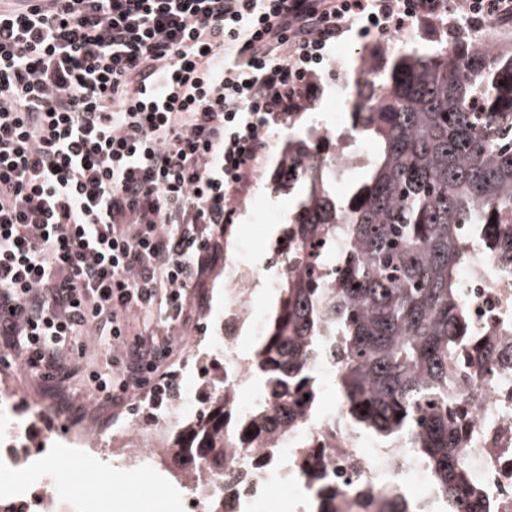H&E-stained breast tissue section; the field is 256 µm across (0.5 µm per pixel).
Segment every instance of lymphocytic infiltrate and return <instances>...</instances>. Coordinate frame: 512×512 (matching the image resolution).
Masks as SVG:
<instances>
[{
    "label": "lymphocytic infiltrate",
    "instance_id": "1",
    "mask_svg": "<svg viewBox=\"0 0 512 512\" xmlns=\"http://www.w3.org/2000/svg\"><path fill=\"white\" fill-rule=\"evenodd\" d=\"M446 0H6L0 6V336L22 364L97 324L123 406L167 377L147 318L189 324L218 229L272 127L352 23L397 33Z\"/></svg>",
    "mask_w": 512,
    "mask_h": 512
}]
</instances>
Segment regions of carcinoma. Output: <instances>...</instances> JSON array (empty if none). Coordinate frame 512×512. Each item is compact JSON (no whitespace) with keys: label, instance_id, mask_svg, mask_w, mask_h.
<instances>
[{"label":"carcinoma","instance_id":"cac0c4a2","mask_svg":"<svg viewBox=\"0 0 512 512\" xmlns=\"http://www.w3.org/2000/svg\"><path fill=\"white\" fill-rule=\"evenodd\" d=\"M317 129L288 140L282 163L300 160ZM364 175L344 197L332 190L340 171L326 154L292 223L305 255L283 273L278 301L251 367L264 379L246 415L217 395L207 412L175 428L167 471L181 484L202 469L231 466L226 429L240 448H277L317 402L318 379L307 368L319 339L340 337L337 384L361 429L384 441L406 438L446 502L447 512H483L462 466L468 412L450 396L448 366L465 362L457 337L472 340L453 314L460 224L499 225L502 259L512 264V48L477 53L468 43L433 54L397 51L357 80L352 125L340 141ZM342 234L357 258L336 269V252L319 249ZM253 435H248V432ZM410 512L394 489L381 487L346 503L336 490L318 512Z\"/></svg>","mask_w":512,"mask_h":512}]
</instances>
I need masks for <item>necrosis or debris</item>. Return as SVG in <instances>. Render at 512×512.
Here are the masks:
<instances>
[{"mask_svg": "<svg viewBox=\"0 0 512 512\" xmlns=\"http://www.w3.org/2000/svg\"><path fill=\"white\" fill-rule=\"evenodd\" d=\"M497 237L494 224H465L459 234L460 249L469 257L458 271L459 303L468 324L486 336L512 327V265L494 255ZM254 276L251 269L229 263L224 288L232 307L258 324L264 309L249 290ZM451 376L452 394L470 414L463 463L485 505L492 512H512V366L488 373L479 362L469 360L464 369H453ZM251 378V362L240 356L237 337H225V396L241 402ZM184 417L183 408L177 405L146 428L129 421L115 422V435L122 440L125 456L136 463L159 448L167 432ZM0 422L7 428L6 448L0 453V467L6 468L30 455L22 438L23 423L14 409V388L7 382L0 384ZM298 435L311 440L325 456L320 481L293 478L297 467L293 448L263 454L255 448L239 451L233 461L243 475V487L230 486L217 476L210 479V493L223 496L224 512H266L269 494L283 476L299 498L322 487L351 498L387 486L398 490L413 512H438L439 498L406 443L375 444L354 427L343 408L306 412ZM8 503L12 512H91L92 507L91 502L57 491L54 480L39 469L31 471L27 489L10 497Z\"/></svg>", "mask_w": 512, "mask_h": 512, "instance_id": "1", "label": "necrosis or debris"}]
</instances>
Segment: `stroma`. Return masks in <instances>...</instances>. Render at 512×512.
<instances>
[{"label": "stroma", "mask_w": 512, "mask_h": 512, "mask_svg": "<svg viewBox=\"0 0 512 512\" xmlns=\"http://www.w3.org/2000/svg\"><path fill=\"white\" fill-rule=\"evenodd\" d=\"M380 39L378 33H352L337 40L327 49L322 65L315 72L311 97L289 115L285 124L276 126L275 136L259 163L257 177L265 184L260 194L244 193L239 199L233 224L224 230V258L239 262L250 269H261L271 257L270 240L261 236L243 237L241 225L251 223L253 208L263 204L280 210L282 220H289L300 191L276 189L274 174L279 166L281 151L289 134L304 135L311 125L325 122L330 131L349 127L353 102L352 89H340L342 75L352 74L361 56L375 52ZM335 108L336 117H329L328 108ZM196 315L192 326L174 331L175 350L170 356L169 369L173 374L168 397H186L188 415L202 411L208 394L222 387L221 374L214 362L197 367L193 375L183 373L181 364L199 337H237L239 352L250 357L257 348L260 336L250 321L243 319L224 297V270L216 268L203 298L193 299ZM67 373L59 375L45 369L32 373L21 368L19 361L0 341V374L8 375L17 387L20 411L29 426L28 438L38 442L44 436L58 435L69 425L90 417L102 422L116 418L136 420L142 427L149 426L155 410L149 400L134 396L121 410L102 411L88 401L92 389V372H107L112 368V349L103 344L97 332L78 337L66 353ZM46 470L59 476L62 491L85 497L96 503V512H186L185 497L180 487L168 482L163 473H135L117 467L114 460L85 461L73 456L68 449L49 443L46 452ZM111 480L112 495L102 500L98 490L102 480Z\"/></svg>", "instance_id": "stroma-1"}]
</instances>
